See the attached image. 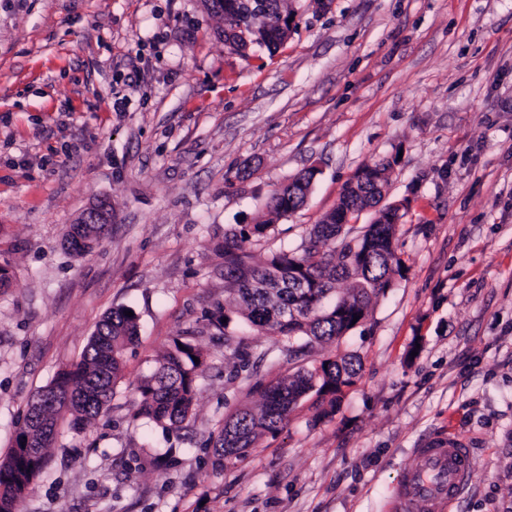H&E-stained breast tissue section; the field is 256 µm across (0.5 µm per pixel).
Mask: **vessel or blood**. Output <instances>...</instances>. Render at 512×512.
<instances>
[{
    "instance_id": "vessel-or-blood-1",
    "label": "vessel or blood",
    "mask_w": 512,
    "mask_h": 512,
    "mask_svg": "<svg viewBox=\"0 0 512 512\" xmlns=\"http://www.w3.org/2000/svg\"><path fill=\"white\" fill-rule=\"evenodd\" d=\"M423 465L404 471L387 502L388 512H450L472 474V458L461 440L444 438L419 449Z\"/></svg>"
}]
</instances>
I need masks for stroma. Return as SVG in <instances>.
I'll return each mask as SVG.
<instances>
[{"label": "stroma", "instance_id": "stroma-1", "mask_svg": "<svg viewBox=\"0 0 512 512\" xmlns=\"http://www.w3.org/2000/svg\"><path fill=\"white\" fill-rule=\"evenodd\" d=\"M294 7L287 43L245 58L200 0H0V459L107 312L140 329L108 410L62 415L19 512H385L416 448L448 434L473 461L452 512H512V0ZM379 161L404 264L368 318L296 361L239 313L217 334L225 230L311 169L304 205L241 244L295 249ZM99 198L111 233L74 255L65 234ZM176 338L205 354L179 430L134 414ZM335 356L360 370L334 413L305 398L213 466L225 417Z\"/></svg>", "mask_w": 512, "mask_h": 512}]
</instances>
